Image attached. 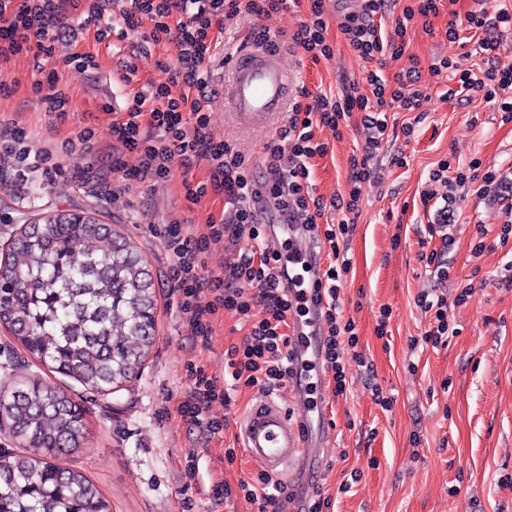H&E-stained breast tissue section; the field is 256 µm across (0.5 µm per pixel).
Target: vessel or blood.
I'll use <instances>...</instances> for the list:
<instances>
[{
	"label": "vessel or blood",
	"instance_id": "b4317fda",
	"mask_svg": "<svg viewBox=\"0 0 512 512\" xmlns=\"http://www.w3.org/2000/svg\"><path fill=\"white\" fill-rule=\"evenodd\" d=\"M231 81L223 100L245 122L262 124L284 112L296 76L278 54L262 46L241 45L231 55ZM265 243L276 253V270L288 287V370L284 398L261 394L237 424L238 435L253 464L286 491L269 512H307L306 491L323 480L330 448V425L313 398L312 375L322 369L323 306L317 301L323 254L316 231L293 224L287 214L256 202Z\"/></svg>",
	"mask_w": 512,
	"mask_h": 512
}]
</instances>
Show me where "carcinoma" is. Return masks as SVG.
Listing matches in <instances>:
<instances>
[{
    "mask_svg": "<svg viewBox=\"0 0 512 512\" xmlns=\"http://www.w3.org/2000/svg\"><path fill=\"white\" fill-rule=\"evenodd\" d=\"M96 220L58 214L21 228L0 262V322L52 371L91 390L130 382L154 340V282L113 232L112 249L86 247ZM26 451L0 457V512H110L83 473L56 464L83 439V417L37 380L0 391V424Z\"/></svg>",
    "mask_w": 512,
    "mask_h": 512,
    "instance_id": "cac0c4a2",
    "label": "carcinoma"
}]
</instances>
